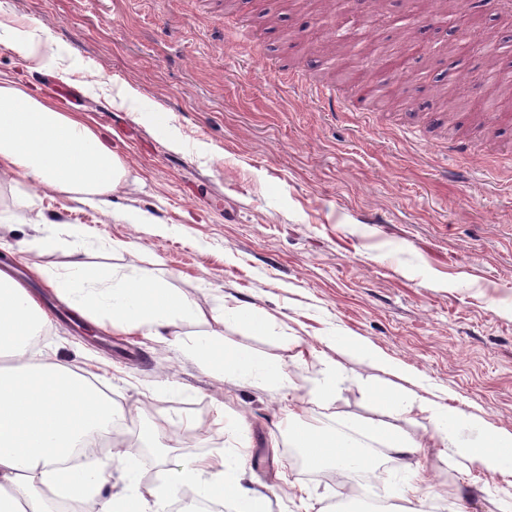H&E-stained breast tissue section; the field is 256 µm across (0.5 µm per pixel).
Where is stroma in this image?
I'll list each match as a JSON object with an SVG mask.
<instances>
[{"label": "stroma", "instance_id": "stroma-1", "mask_svg": "<svg viewBox=\"0 0 512 512\" xmlns=\"http://www.w3.org/2000/svg\"><path fill=\"white\" fill-rule=\"evenodd\" d=\"M277 0H0V80L18 82L65 112L88 114L103 141L126 161L118 208L148 213L152 223L112 220L79 197L43 200L59 223L61 246L35 253L39 231L19 199L24 186L0 184V209L15 214L0 227V265L27 272L38 259L50 272L71 260L66 227L85 224L97 238L84 261L92 267L140 266L160 271L198 315L180 335L159 342L139 332L110 331L85 320L81 336L62 317L47 279L25 285L43 308H57L38 347L88 375L122 412L115 442L135 448L142 489L180 463L242 455L247 486L269 512H342L357 494L335 478L306 469L289 448L286 420L347 428L373 420L421 440L404 454L380 448L383 485L417 472L420 496L453 512H499L507 479L464 472L440 452L426 414H393L370 386H398L347 351L345 340L370 343L419 377L418 397L460 407L512 433V168L474 164L471 147L512 154V122L496 136L454 131L437 99L442 70L459 72L470 99L485 96L486 64L478 27L466 28L474 51L409 65L406 77L365 69L396 89L400 107L381 112L366 88L340 85L360 109L326 112L311 100L315 74L331 76L334 58L308 46L365 30L399 44L416 19V0H383L369 19L365 0H336L328 15L294 13L270 25L260 8ZM497 0H459L447 25L430 24L425 43L445 40L461 18L490 20ZM40 27L55 50L53 66L35 69L12 52L8 29ZM231 26L235 41L222 29ZM277 66L269 71L262 56ZM105 76L96 93L84 82ZM251 307L274 326L254 336L225 324L222 304ZM208 331L219 349L246 351L280 364L287 387L243 389L215 377L183 350L184 334ZM342 381L312 403L308 392L327 365ZM242 420L232 440L226 421ZM158 435L138 444L144 424Z\"/></svg>", "mask_w": 512, "mask_h": 512}]
</instances>
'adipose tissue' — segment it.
I'll use <instances>...</instances> for the list:
<instances>
[{
    "instance_id": "1",
    "label": "adipose tissue",
    "mask_w": 512,
    "mask_h": 512,
    "mask_svg": "<svg viewBox=\"0 0 512 512\" xmlns=\"http://www.w3.org/2000/svg\"><path fill=\"white\" fill-rule=\"evenodd\" d=\"M125 160L109 149L79 113L61 112L20 85L0 81V181L27 185L25 200L36 194L80 195L82 201L127 224H149L152 216L116 208L112 196L126 183ZM54 292L90 319L108 318L113 326L164 336L192 320L195 306L167 280L145 267L97 269L82 260L48 273ZM52 322L34 295L0 271V512H25L42 503L44 493L91 505L94 512H132L141 500L139 483L129 470L122 486L102 496L108 464L96 461L69 467L75 448L95 446L119 416L111 398L88 380L33 348ZM205 370L247 387H280L288 381L281 365L245 352L218 353L209 333L186 345ZM388 412L427 413L433 436L467 467L512 477V434L485 425L472 413L417 397L405 389L380 393ZM288 445L300 449L311 470L346 476L377 470L360 439L340 429L289 420ZM241 456L225 454L218 466L194 460L181 463L169 482L152 495L164 500L178 487H191L204 499L224 495L236 512H267L264 496L237 479Z\"/></svg>"
}]
</instances>
